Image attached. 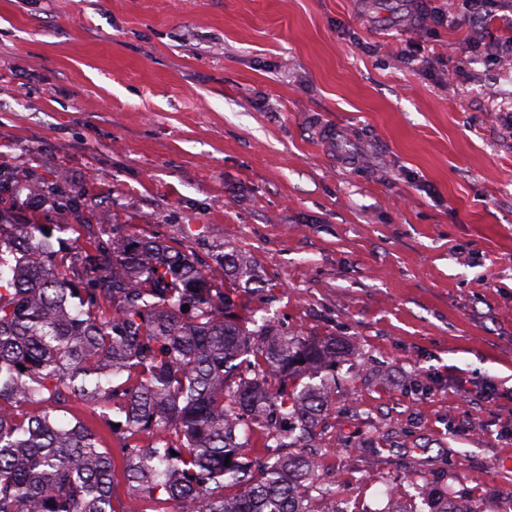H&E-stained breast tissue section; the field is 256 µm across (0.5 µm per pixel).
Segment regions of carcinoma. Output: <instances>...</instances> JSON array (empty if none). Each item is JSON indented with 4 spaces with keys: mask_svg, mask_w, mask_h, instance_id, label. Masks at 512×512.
<instances>
[{
    "mask_svg": "<svg viewBox=\"0 0 512 512\" xmlns=\"http://www.w3.org/2000/svg\"><path fill=\"white\" fill-rule=\"evenodd\" d=\"M81 228L87 249L63 238L72 224L0 212V512H115L112 454L56 415L71 399L112 410L129 486L176 512H331L302 449L348 344L241 318L255 273L233 254L217 256L224 288L191 253ZM254 432L279 449L263 464L242 455Z\"/></svg>",
    "mask_w": 512,
    "mask_h": 512,
    "instance_id": "cac0c4a2",
    "label": "carcinoma"
}]
</instances>
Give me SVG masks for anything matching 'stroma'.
<instances>
[{
    "instance_id": "stroma-1",
    "label": "stroma",
    "mask_w": 512,
    "mask_h": 512,
    "mask_svg": "<svg viewBox=\"0 0 512 512\" xmlns=\"http://www.w3.org/2000/svg\"><path fill=\"white\" fill-rule=\"evenodd\" d=\"M497 14L472 37L462 10L421 31L398 0H0V172L219 283L215 254L245 253L239 315L351 342L313 442L351 506L425 486L512 512V0ZM31 198L0 210L72 223ZM66 410L112 452L116 512H151L101 410Z\"/></svg>"
}]
</instances>
